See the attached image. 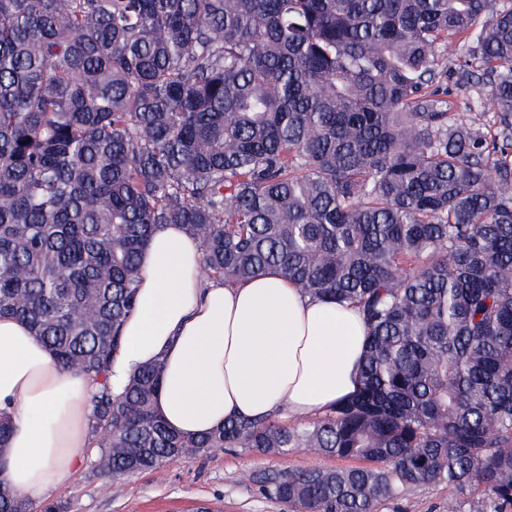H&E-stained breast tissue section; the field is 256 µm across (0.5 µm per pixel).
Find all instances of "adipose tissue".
<instances>
[{"mask_svg":"<svg viewBox=\"0 0 512 512\" xmlns=\"http://www.w3.org/2000/svg\"><path fill=\"white\" fill-rule=\"evenodd\" d=\"M201 260L180 225L153 235L109 375L114 393L164 357L155 410L171 430L197 436L278 407L291 419L324 414L357 392L367 341L357 308L310 298L273 268L232 285L204 282ZM95 389L24 323L0 318V414L13 423L0 480L34 501L67 484L91 446Z\"/></svg>","mask_w":512,"mask_h":512,"instance_id":"1","label":"adipose tissue"}]
</instances>
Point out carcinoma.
Listing matches in <instances>:
<instances>
[{
	"label": "carcinoma",
	"instance_id": "obj_1",
	"mask_svg": "<svg viewBox=\"0 0 512 512\" xmlns=\"http://www.w3.org/2000/svg\"><path fill=\"white\" fill-rule=\"evenodd\" d=\"M453 75L475 96L448 99ZM162 224L199 240L204 281L275 268L358 308L357 394L199 436L154 410L162 358L114 394ZM2 316L96 383L108 487L310 448L367 466L258 471L287 512L432 485L448 512H512V0H0ZM0 512L34 502L0 481Z\"/></svg>",
	"mask_w": 512,
	"mask_h": 512
}]
</instances>
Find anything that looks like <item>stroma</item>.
Instances as JSON below:
<instances>
[{"mask_svg": "<svg viewBox=\"0 0 512 512\" xmlns=\"http://www.w3.org/2000/svg\"><path fill=\"white\" fill-rule=\"evenodd\" d=\"M343 460L298 448L284 455L262 456L244 448L217 449L162 469L137 473L107 488L91 462H84L68 484L45 493L63 512H284L281 503L263 495L251 479L259 469L297 471L336 469ZM453 493L447 486L407 490L387 502L382 512H448Z\"/></svg>", "mask_w": 512, "mask_h": 512, "instance_id": "obj_1", "label": "stroma"}]
</instances>
